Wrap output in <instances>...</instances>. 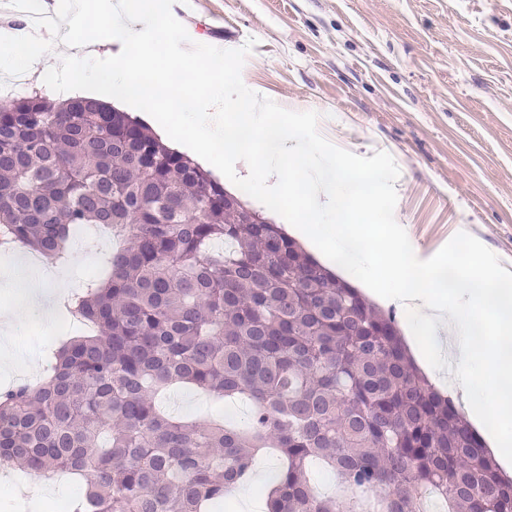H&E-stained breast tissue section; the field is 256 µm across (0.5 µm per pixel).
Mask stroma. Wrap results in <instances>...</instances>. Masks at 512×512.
<instances>
[{
    "mask_svg": "<svg viewBox=\"0 0 512 512\" xmlns=\"http://www.w3.org/2000/svg\"><path fill=\"white\" fill-rule=\"evenodd\" d=\"M196 42L256 39L242 80L362 156L388 152L395 219L425 260L466 232L512 270V0H176ZM46 366L64 342L21 319Z\"/></svg>",
    "mask_w": 512,
    "mask_h": 512,
    "instance_id": "35a3bbf8",
    "label": "stroma"
}]
</instances>
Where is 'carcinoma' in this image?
Listing matches in <instances>:
<instances>
[{
	"instance_id": "obj_1",
	"label": "carcinoma",
	"mask_w": 512,
	"mask_h": 512,
	"mask_svg": "<svg viewBox=\"0 0 512 512\" xmlns=\"http://www.w3.org/2000/svg\"><path fill=\"white\" fill-rule=\"evenodd\" d=\"M87 225L124 246L70 302L94 328L35 385L0 391V466L86 479L73 512H207L258 453L268 512H512V477L411 361L398 322L126 112L36 92L0 104V247L66 262ZM189 386L246 398L245 424L184 421ZM322 462L339 493L318 496Z\"/></svg>"
}]
</instances>
